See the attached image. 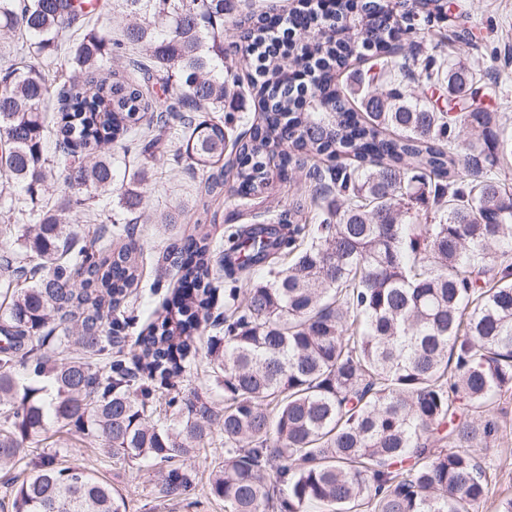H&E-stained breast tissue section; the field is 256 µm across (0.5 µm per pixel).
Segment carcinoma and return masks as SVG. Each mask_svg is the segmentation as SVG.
<instances>
[{"mask_svg":"<svg viewBox=\"0 0 512 512\" xmlns=\"http://www.w3.org/2000/svg\"><path fill=\"white\" fill-rule=\"evenodd\" d=\"M113 40L91 0H0V37L34 62L0 78V182L30 202L62 178L65 198L0 255V471L22 465L11 512H126L112 485L52 449L65 434L127 464L160 465L158 492L193 489L186 457L224 441L210 492L224 512H478L495 471V403L512 391V125L482 107L489 71L405 49L429 38L447 0H335L330 26L304 0L285 53L268 16L235 0H123ZM240 42L224 48V32ZM126 70H110L125 47ZM68 54L84 81L49 79ZM367 82L343 85L352 61ZM174 83L158 95L154 86ZM254 93L234 133L227 100ZM173 152L198 173L206 207L269 196L292 169L312 192L220 243L203 224L174 245L184 293L125 345L122 310L141 287L134 224H99L88 201L128 213L136 182L100 155ZM432 201L419 222L413 202ZM245 295L212 318L221 267ZM218 408L178 387L201 325Z\"/></svg>","mask_w":512,"mask_h":512,"instance_id":"obj_1","label":"carcinoma"}]
</instances>
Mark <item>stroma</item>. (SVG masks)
I'll use <instances>...</instances> for the list:
<instances>
[{
  "mask_svg": "<svg viewBox=\"0 0 512 512\" xmlns=\"http://www.w3.org/2000/svg\"><path fill=\"white\" fill-rule=\"evenodd\" d=\"M449 33L469 32L470 43L453 40L444 47V54L458 56L476 69H491L493 79L488 82V103L495 110L512 105V0H448ZM116 163L146 172L147 181L142 189V203L137 211L138 231L150 259L145 267V281H153L152 265L159 252L183 235L192 232L195 225L204 224L214 238L227 242L229 236L245 225L254 223L257 215L266 210L287 208L299 195H308L311 185L300 175L292 173L279 181L276 192L264 202L238 195L218 210L216 216L206 215L201 203L195 200L197 179L186 163H175L169 155L140 156L135 153L115 152ZM183 209V219L176 229L164 231L154 224L153 217L164 211ZM177 286L175 268H168L161 288L143 289L132 309L133 321L126 329L128 338H135L145 325L155 318L164 303L172 301ZM500 424L499 438L493 450L486 455L498 477L489 490L480 512H496L498 503L512 498V392L502 395L496 402ZM57 457L77 460L99 477L109 481L113 489L126 502L127 512H224L223 500L211 496L208 483L212 469L224 459L221 444H213L191 458L188 465L194 476L195 490L192 506L161 499L157 495L156 470L121 465L102 455L98 450L70 438H63Z\"/></svg>",
  "mask_w": 512,
  "mask_h": 512,
  "instance_id": "obj_1",
  "label": "stroma"
}]
</instances>
